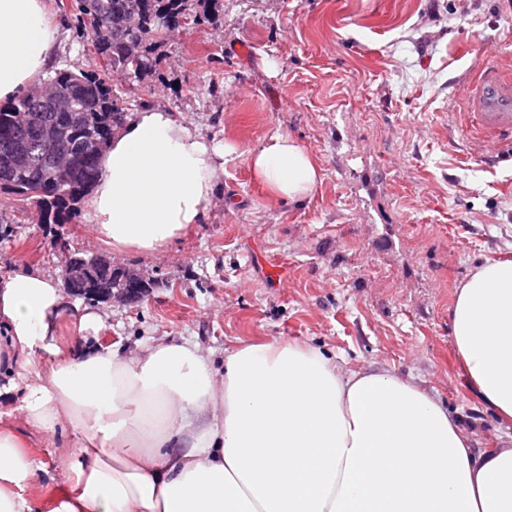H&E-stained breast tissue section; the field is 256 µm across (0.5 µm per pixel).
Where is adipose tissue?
Listing matches in <instances>:
<instances>
[{"label":"adipose tissue","instance_id":"1","mask_svg":"<svg viewBox=\"0 0 512 512\" xmlns=\"http://www.w3.org/2000/svg\"><path fill=\"white\" fill-rule=\"evenodd\" d=\"M58 39L47 0H0L1 101L49 67ZM232 151L174 113H132L84 201L95 238L118 254L163 252L206 221ZM249 163L289 201L322 180L284 134ZM101 327L58 279L0 276V512H33L40 466L24 429L73 435L50 512H512V447L474 451L413 378L290 342L240 345L219 375L188 342L134 359L84 346ZM452 339L469 385L512 423V262H486L461 285Z\"/></svg>","mask_w":512,"mask_h":512}]
</instances>
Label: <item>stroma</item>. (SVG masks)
<instances>
[{
    "label": "stroma",
    "instance_id": "obj_1",
    "mask_svg": "<svg viewBox=\"0 0 512 512\" xmlns=\"http://www.w3.org/2000/svg\"><path fill=\"white\" fill-rule=\"evenodd\" d=\"M54 68L99 70L75 17ZM156 73L117 78L124 112L161 108L234 144L205 223L164 252L115 256L151 282L134 304H97L98 339L137 353L183 338L216 365L243 341L304 343L412 376L474 448L512 444L463 378L453 349L457 291L489 260H512V158L480 147L464 97L479 68H512V0H223L215 17L167 33ZM293 137L323 180L303 201L250 170L268 136ZM0 275L60 277L72 250L113 256L84 207L48 233L35 207L0 193ZM285 265L272 279L268 268Z\"/></svg>",
    "mask_w": 512,
    "mask_h": 512
}]
</instances>
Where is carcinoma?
Returning a JSON list of instances; mask_svg holds the SVG:
<instances>
[{"label":"carcinoma","instance_id":"cac0c4a2","mask_svg":"<svg viewBox=\"0 0 512 512\" xmlns=\"http://www.w3.org/2000/svg\"><path fill=\"white\" fill-rule=\"evenodd\" d=\"M74 6L105 69L54 71L42 80L52 106L25 93L0 107V191L25 197L49 225L72 219L101 174L100 155L124 121L111 75H153L166 28L210 20L219 0H74ZM140 279L130 268L112 269V259L101 256L86 271L84 287L125 288Z\"/></svg>","mask_w":512,"mask_h":512}]
</instances>
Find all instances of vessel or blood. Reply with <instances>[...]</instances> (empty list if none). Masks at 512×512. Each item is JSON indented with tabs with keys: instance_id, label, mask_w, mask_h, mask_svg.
<instances>
[{
	"instance_id": "1",
	"label": "vessel or blood",
	"mask_w": 512,
	"mask_h": 512,
	"mask_svg": "<svg viewBox=\"0 0 512 512\" xmlns=\"http://www.w3.org/2000/svg\"><path fill=\"white\" fill-rule=\"evenodd\" d=\"M467 100L488 142L512 133V72L496 65L483 67L469 89Z\"/></svg>"
}]
</instances>
